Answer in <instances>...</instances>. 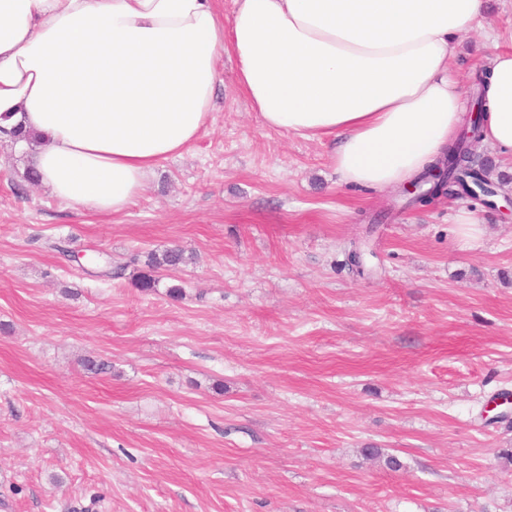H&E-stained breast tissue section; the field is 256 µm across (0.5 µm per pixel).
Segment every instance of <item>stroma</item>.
Masks as SVG:
<instances>
[{
  "label": "stroma",
  "mask_w": 512,
  "mask_h": 512,
  "mask_svg": "<svg viewBox=\"0 0 512 512\" xmlns=\"http://www.w3.org/2000/svg\"><path fill=\"white\" fill-rule=\"evenodd\" d=\"M488 51L459 39L462 96ZM235 70L116 216L28 183L0 142V512H512V424L488 422L512 393V215L345 185L325 143L263 125ZM175 246L152 291L122 271Z\"/></svg>",
  "instance_id": "stroma-1"
}]
</instances>
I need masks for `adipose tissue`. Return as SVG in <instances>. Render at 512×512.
Instances as JSON below:
<instances>
[{
  "mask_svg": "<svg viewBox=\"0 0 512 512\" xmlns=\"http://www.w3.org/2000/svg\"><path fill=\"white\" fill-rule=\"evenodd\" d=\"M487 0H0V128L40 185L124 213L160 161L207 129L219 63L264 125L332 144L342 181L412 180L461 119L452 67ZM482 140L512 158V45L495 46Z\"/></svg>",
  "mask_w": 512,
  "mask_h": 512,
  "instance_id": "adipose-tissue-1",
  "label": "adipose tissue"
}]
</instances>
